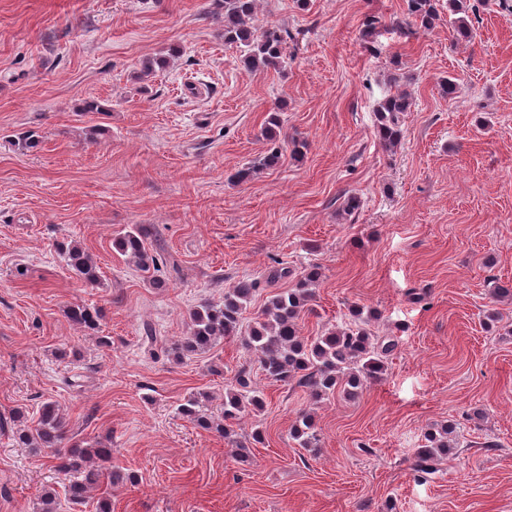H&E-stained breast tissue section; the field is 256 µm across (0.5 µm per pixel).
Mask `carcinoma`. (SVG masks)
Instances as JSON below:
<instances>
[{"mask_svg":"<svg viewBox=\"0 0 512 512\" xmlns=\"http://www.w3.org/2000/svg\"><path fill=\"white\" fill-rule=\"evenodd\" d=\"M224 9V43L241 48V62L248 70L276 69L281 63L288 33L279 29H257L250 20L257 7V0H216ZM471 9L469 0H448V10L456 16L457 36L469 39L472 29L462 15ZM406 24L423 30L434 27L439 15L435 0H407ZM410 94L398 91L385 96L376 108V137L385 148H393L401 141V115L411 111ZM282 156L281 147L237 172L240 179L248 178L263 167H272ZM69 269L84 283L100 281L99 267L91 255L76 244H59ZM115 248L138 269L148 274L156 286L163 282L155 278L160 271L158 259L151 253L148 233L143 225L132 224L115 240ZM320 278L317 268H310L296 284L270 296L254 321L245 325L241 317L256 293V282L243 278L224 290V301L214 304L205 301L190 314L191 330L188 335L172 343L174 358L182 360L202 352L221 339L238 336L244 348L253 354L265 378L288 383L297 380L309 389V397L319 401L324 396L343 390L355 395L365 384L377 379L384 370L385 357L396 348L389 340L373 342L367 330L368 319L362 311L354 310L352 319L344 325L318 336L311 341L300 336L299 319L312 311L310 302L315 292L313 286ZM68 318L76 325L93 330L101 318L100 310L84 305L67 309ZM261 391L251 378V370L242 367L226 382L224 403L219 410L211 408V397L205 393L190 395L178 408V414L204 430H214L240 449L246 445L237 440L233 425L240 421L246 407L262 408ZM454 430L446 425L430 429L425 435V445L418 452L416 470L429 471V462L439 453L448 452L453 442ZM293 438L303 448H314L318 435L310 414L302 412L296 419ZM19 442L34 450L48 449L51 468L69 477L65 499L56 490L43 491L38 512H61L63 503L73 509L85 503L93 489H110L119 484L121 475L107 463L112 449L105 446L84 448L78 443L63 445L65 439L63 417L52 400L42 402L38 418L33 425L17 431Z\"/></svg>","mask_w":512,"mask_h":512,"instance_id":"carcinoma-1","label":"carcinoma"}]
</instances>
